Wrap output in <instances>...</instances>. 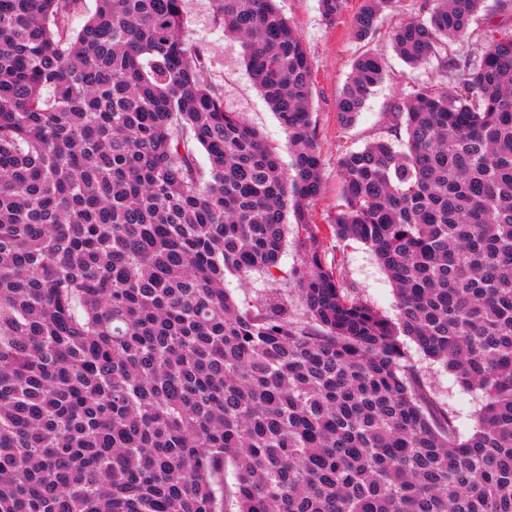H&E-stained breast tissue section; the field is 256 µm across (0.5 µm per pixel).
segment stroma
I'll use <instances>...</instances> for the list:
<instances>
[{
  "instance_id": "stroma-1",
  "label": "stroma",
  "mask_w": 512,
  "mask_h": 512,
  "mask_svg": "<svg viewBox=\"0 0 512 512\" xmlns=\"http://www.w3.org/2000/svg\"><path fill=\"white\" fill-rule=\"evenodd\" d=\"M424 0H396L379 17L375 32L360 41L353 20L365 0H345L340 17L327 19L320 0H276L286 18L297 28L307 48L312 68V125L321 149L322 191L308 206L310 220L321 230L323 255L342 278L353 297L379 312L392 314L394 287L368 248L356 241H341L329 220L341 202L338 162L347 152L389 135V114L415 83L438 80L436 60L409 67L395 52L392 32L401 23L416 18ZM183 36L189 44L208 48L210 72L224 93L227 111L239 113L257 128L275 148L283 163H290L288 134L275 113L254 86L244 65L240 44L226 36L212 15L210 0H186ZM366 52L385 63V77L367 99L356 121L342 125L336 112L337 98L350 77L357 58ZM414 362L434 396L447 408L460 413L464 427H472L484 398L481 392H465L452 375L421 354Z\"/></svg>"
}]
</instances>
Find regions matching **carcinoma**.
<instances>
[{
	"mask_svg": "<svg viewBox=\"0 0 512 512\" xmlns=\"http://www.w3.org/2000/svg\"><path fill=\"white\" fill-rule=\"evenodd\" d=\"M0 0V512H512V23L432 0L392 40L435 58L392 131L340 158L336 237L365 244L388 317L350 295L307 206L322 189L311 62L275 0H211L292 147L224 109L184 0ZM397 0H366L367 39ZM364 53L336 102L384 77ZM204 151L209 165L199 166ZM243 310L229 275L275 279ZM485 403L471 433L405 340ZM232 467L234 482H226ZM496 14L500 16V13L497 8L496 0H484L481 5L480 10L477 13L475 19L471 22L469 26V48L476 47V44H479L481 33L485 28V22L489 18L490 15ZM292 214H288V243L285 247L279 267L284 272L282 277L277 281L267 280L263 275L253 274L248 279L228 278L226 288L238 302L241 308H247L253 303L257 296L269 293L275 288H281L288 291V297L297 304V293L294 288H284L288 273L294 267L300 264L301 252L295 244V224Z\"/></svg>",
	"mask_w": 512,
	"mask_h": 512,
	"instance_id": "1",
	"label": "carcinoma"
}]
</instances>
